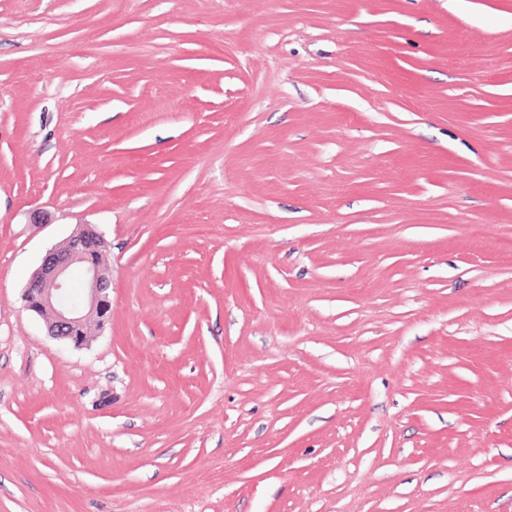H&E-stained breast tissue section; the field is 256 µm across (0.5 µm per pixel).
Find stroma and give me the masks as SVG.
Here are the masks:
<instances>
[{"mask_svg":"<svg viewBox=\"0 0 512 512\" xmlns=\"http://www.w3.org/2000/svg\"><path fill=\"white\" fill-rule=\"evenodd\" d=\"M0 512H512V0H0ZM106 242L92 224H81L58 247L46 252L24 289L25 307L46 319L49 335L79 348L87 345L91 323L103 328L112 303L110 270L104 259ZM82 271L83 297L70 300L72 272Z\"/></svg>","mask_w":512,"mask_h":512,"instance_id":"obj_1","label":"stroma"}]
</instances>
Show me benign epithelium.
I'll return each mask as SVG.
<instances>
[{"label":"benign epithelium","mask_w":512,"mask_h":512,"mask_svg":"<svg viewBox=\"0 0 512 512\" xmlns=\"http://www.w3.org/2000/svg\"><path fill=\"white\" fill-rule=\"evenodd\" d=\"M106 242L92 224H81L65 241L46 252L31 276L25 307L46 319L49 335L79 348L89 342L88 327L109 322L110 270Z\"/></svg>","instance_id":"benign-epithelium-1"}]
</instances>
